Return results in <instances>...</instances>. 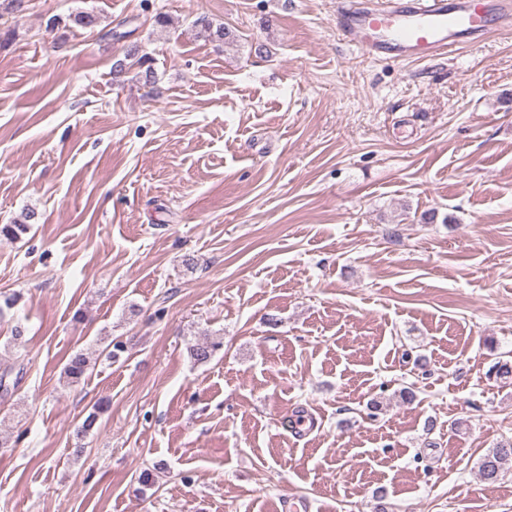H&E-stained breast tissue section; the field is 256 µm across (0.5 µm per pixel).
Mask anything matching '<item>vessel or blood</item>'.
<instances>
[{"label": "vessel or blood", "instance_id": "1", "mask_svg": "<svg viewBox=\"0 0 512 512\" xmlns=\"http://www.w3.org/2000/svg\"><path fill=\"white\" fill-rule=\"evenodd\" d=\"M512 27V0H374L347 8L340 34L374 57L427 59Z\"/></svg>", "mask_w": 512, "mask_h": 512}]
</instances>
